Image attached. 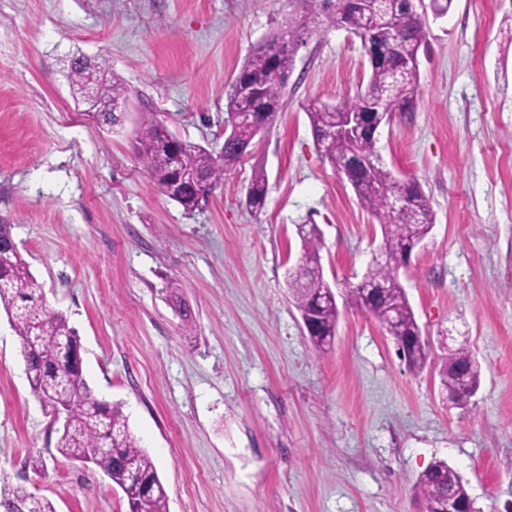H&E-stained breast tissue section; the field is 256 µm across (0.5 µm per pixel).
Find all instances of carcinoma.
<instances>
[{"label":"carcinoma","mask_w":512,"mask_h":512,"mask_svg":"<svg viewBox=\"0 0 512 512\" xmlns=\"http://www.w3.org/2000/svg\"><path fill=\"white\" fill-rule=\"evenodd\" d=\"M309 18L288 19V31H280L260 45L239 70L232 87L254 85L262 97L244 102L231 91L228 100V122L236 113L252 112L256 120L271 128L282 107V98L295 64L294 46L304 43L310 32L309 21L343 27L367 44L369 25L366 19L349 12L347 0H307ZM384 8L395 32L383 63L370 67L365 87L355 98L336 108L311 102L306 108L315 144L325 159L342 174L359 201L382 226L384 249L392 258L390 264L377 263L367 269L364 279L386 284L384 292L366 302L361 289L352 287L346 304L368 310L377 320L385 312L397 316L394 338L409 368L420 371L429 359L427 346L417 343L421 336L413 309L397 270L409 238L423 240L434 223L430 198L420 185L409 181L405 186L410 203L394 213L387 209L384 197L371 192L366 183L384 190L399 187L391 172L377 161V141L364 137L355 143L334 133L349 112L362 111L369 100L381 101L385 111L406 112L417 96L419 69L406 66V61L419 55L425 46L426 22L417 12L407 13L399 0H385ZM172 143L178 151L179 167L188 183L177 185L170 199L187 212L200 206V192L213 190L224 179V171L240 161L242 153L234 147L224 148V156L181 142L160 124L148 125L140 134L136 153L152 182L161 190L176 185L172 157L161 145ZM266 176L255 173L247 190L246 203L260 209L265 202ZM303 242V271L288 280V288L300 315L315 323L309 333L313 346L327 350L336 335L339 310L327 298L330 285L321 268L312 264L320 254L319 230L316 225L299 228ZM0 312L10 320L19 338L21 355L32 392L55 412L63 410L66 423L60 430L56 451L70 462L84 461L99 469L118 488L132 486L126 496L129 512H168V495L157 467L148 451L130 431L120 407L98 399L88 386L82 367L75 362L80 351L77 331L65 316L51 311L45 303L42 284L30 270L21 249L12 235V225L0 222ZM439 375L449 394L465 398L480 385L481 366L475 356L464 348L448 353ZM448 462L438 460L420 477L417 489L424 503V512H441L447 498L445 479ZM0 505L13 507V512H56L52 502L27 491L22 486L0 483Z\"/></svg>","instance_id":"cac0c4a2"}]
</instances>
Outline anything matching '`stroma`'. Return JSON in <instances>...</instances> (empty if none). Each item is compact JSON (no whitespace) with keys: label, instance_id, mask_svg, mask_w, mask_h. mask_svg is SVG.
<instances>
[{"label":"stroma","instance_id":"1","mask_svg":"<svg viewBox=\"0 0 512 512\" xmlns=\"http://www.w3.org/2000/svg\"><path fill=\"white\" fill-rule=\"evenodd\" d=\"M305 0H0V219L78 332L84 377L120 405L154 459L169 512H423L416 484L437 460L476 512H512V0H432L415 111L377 143L398 181L416 179L435 221L398 279L431 355L398 356L374 317L341 306L327 352L289 297L298 228L317 225L332 289L356 285L381 226L315 146L309 102L365 84L360 39L313 25L282 110L251 155L194 212L164 195L135 152L149 123L219 150L231 84L255 46ZM77 54L123 83L108 127L67 78ZM264 171V207L246 193ZM193 316L185 329L177 301ZM470 350L467 406L438 369ZM58 426L31 391L0 315V480L56 512H129L97 469L56 451Z\"/></svg>","mask_w":512,"mask_h":512}]
</instances>
